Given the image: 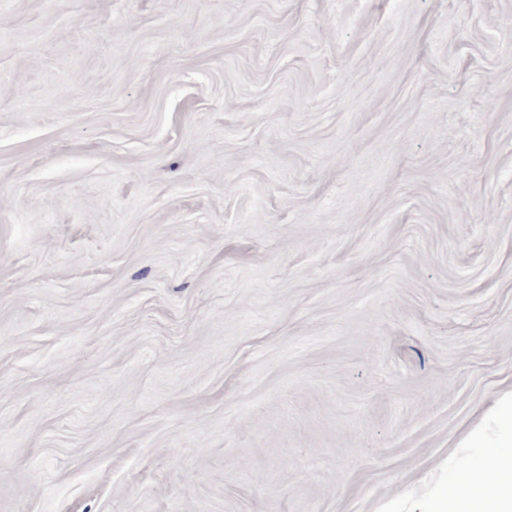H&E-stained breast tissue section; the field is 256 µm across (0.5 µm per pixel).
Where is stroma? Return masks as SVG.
<instances>
[{
    "instance_id": "obj_1",
    "label": "stroma",
    "mask_w": 512,
    "mask_h": 512,
    "mask_svg": "<svg viewBox=\"0 0 512 512\" xmlns=\"http://www.w3.org/2000/svg\"><path fill=\"white\" fill-rule=\"evenodd\" d=\"M512 387V0H0V512H438Z\"/></svg>"
}]
</instances>
